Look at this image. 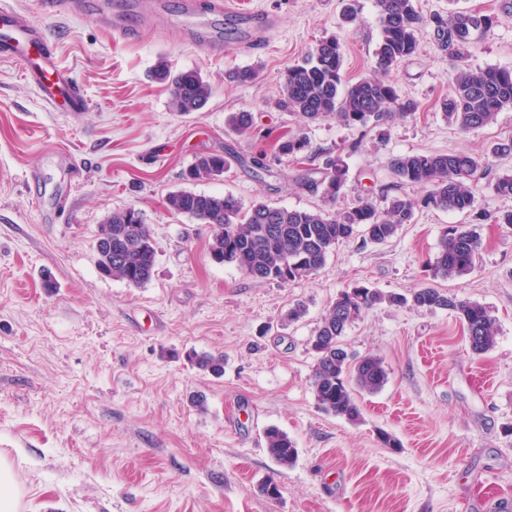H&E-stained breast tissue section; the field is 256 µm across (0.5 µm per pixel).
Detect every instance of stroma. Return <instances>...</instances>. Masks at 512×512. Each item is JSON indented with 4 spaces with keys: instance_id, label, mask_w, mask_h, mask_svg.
<instances>
[{
    "instance_id": "35a3bbf8",
    "label": "stroma",
    "mask_w": 512,
    "mask_h": 512,
    "mask_svg": "<svg viewBox=\"0 0 512 512\" xmlns=\"http://www.w3.org/2000/svg\"><path fill=\"white\" fill-rule=\"evenodd\" d=\"M165 22L139 41L115 38L90 17L58 15V60L88 108L49 110L19 66L0 59V453L22 492L19 512H496L512 505V227L481 224L482 248L467 275L441 281L448 293L485 305L499 334L487 354H470L453 314L381 305L348 329L345 348L382 358L388 381L359 393L352 424L317 405L308 342L329 303L362 282L400 294L431 285L426 263L444 230L471 215L428 209L382 245H336L308 279L257 282L209 254L212 229L171 213L179 188L262 199L288 208L320 205L297 185V168L277 150L300 133L311 149L345 153L348 180L337 209L371 198L385 209L396 182L393 157L467 151L493 175L512 174L496 143L512 139V108L490 125L461 131L440 109L451 91L448 56L432 26L417 52L390 74L401 100L418 105L385 131L333 118L300 128L273 106L289 67L336 36L349 79L370 75L379 34L375 0H240L268 12L277 28L263 49L217 55L213 39L243 32L215 18L197 40L185 34L181 0H162ZM199 72L212 86L187 116L154 80ZM473 69L512 68V17L477 32ZM254 82H229L236 68ZM246 110L254 129L225 125ZM231 149L222 176L186 183L196 156ZM133 207L150 225L151 280L131 288L102 277L99 224ZM303 303L305 316L284 320ZM222 353L224 373L198 369L188 352ZM203 396L205 409L192 397ZM276 427L298 451L292 467L268 455ZM395 435L393 451L378 431ZM275 479L276 498L262 485Z\"/></svg>"
}]
</instances>
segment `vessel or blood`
I'll list each match as a JSON object with an SVG mask.
<instances>
[{
  "label": "vessel or blood",
  "mask_w": 512,
  "mask_h": 512,
  "mask_svg": "<svg viewBox=\"0 0 512 512\" xmlns=\"http://www.w3.org/2000/svg\"><path fill=\"white\" fill-rule=\"evenodd\" d=\"M40 6L49 15L80 16L85 13L87 2L41 0ZM182 12L189 20L203 12L214 17H237L255 45L265 42L275 25L270 14L238 8L233 0H182ZM53 45L54 37L45 24L13 7L10 0H0V58L20 66L48 109L74 116L84 111L86 100L76 89L71 73L59 66Z\"/></svg>",
  "instance_id": "vessel-or-blood-1"
}]
</instances>
